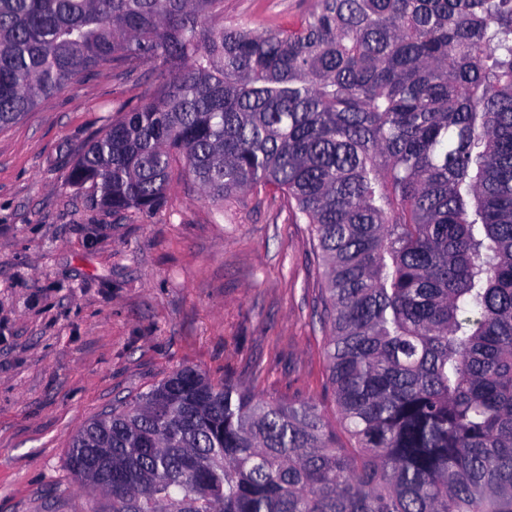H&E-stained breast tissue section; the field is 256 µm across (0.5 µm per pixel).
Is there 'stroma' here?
I'll return each mask as SVG.
<instances>
[{
	"instance_id": "stroma-1",
	"label": "stroma",
	"mask_w": 512,
	"mask_h": 512,
	"mask_svg": "<svg viewBox=\"0 0 512 512\" xmlns=\"http://www.w3.org/2000/svg\"><path fill=\"white\" fill-rule=\"evenodd\" d=\"M314 0H224V19L275 31ZM157 66L98 69L0 130V512H105L67 460L112 406L190 367L333 415L319 322L323 281L306 224L257 188L223 209L184 162L166 205H91L67 173L87 143L145 103Z\"/></svg>"
}]
</instances>
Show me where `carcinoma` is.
<instances>
[{"label": "carcinoma", "mask_w": 512, "mask_h": 512, "mask_svg": "<svg viewBox=\"0 0 512 512\" xmlns=\"http://www.w3.org/2000/svg\"><path fill=\"white\" fill-rule=\"evenodd\" d=\"M0 0V129L80 75L162 67L73 164L113 212L268 186L309 224L336 423L185 368L72 440L108 512H512V0ZM341 433H336L333 425ZM315 0H224V23L249 18L257 27L275 31L310 11Z\"/></svg>", "instance_id": "carcinoma-1"}]
</instances>
